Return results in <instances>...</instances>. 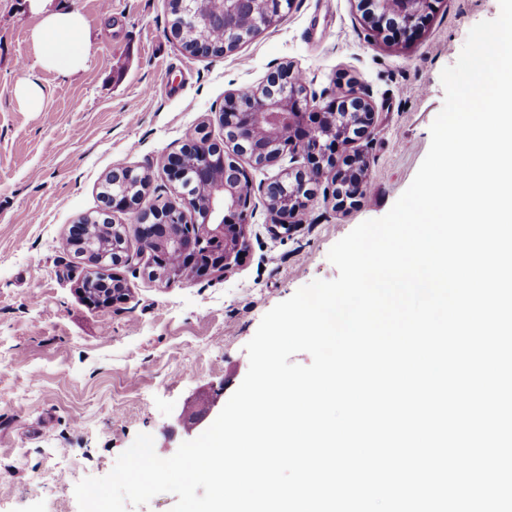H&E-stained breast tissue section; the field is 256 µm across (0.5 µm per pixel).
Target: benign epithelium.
<instances>
[{"label":"benign epithelium","instance_id":"1","mask_svg":"<svg viewBox=\"0 0 512 512\" xmlns=\"http://www.w3.org/2000/svg\"><path fill=\"white\" fill-rule=\"evenodd\" d=\"M438 0H357V8L370 29L379 34L385 30L383 22L392 18L396 22L395 33L411 37L418 33L433 12ZM197 13L216 26L224 28V51L233 50L239 41L233 39L240 20L264 5L266 18L274 23L282 16L286 0H191ZM293 70L276 72L268 76L266 83L246 96L231 92L225 96L224 111L218 121L224 130V147H215L205 138L188 140L182 148L166 156L164 169L175 187L179 202L160 211L142 208L143 195L135 197L127 193H112L106 202V211L118 210L133 216L134 222L142 225L155 220L166 226L161 237L163 249L188 256V261L200 266L202 277L214 272L226 271L239 261V254L247 248V226L251 217L249 180L239 167L237 159L248 156L258 167L279 162L285 158L294 160L299 153L306 154L311 166L305 171L292 172L288 167L280 177L266 187L268 209L274 216L273 223L288 227L298 214L305 210L312 190L309 185L332 176L336 184V197L341 204L355 203L363 193L365 183L362 172L366 167L364 157L353 161V168H336V160L330 154V146L349 144L372 126L375 108L372 103L352 93L343 103H353L355 109L338 108L330 102L321 112H310L307 89L299 86ZM295 132V136L284 143L275 140L283 127ZM199 155L208 160L221 157L224 162V178L216 181L204 205H199L188 193L191 176L208 177V170L189 161L190 155ZM114 182L123 181L135 186L145 182V175L131 167L113 170ZM195 211L194 231L184 237L172 230L180 223L185 210ZM79 247L87 256L88 266L80 288L85 298L93 304H108L125 296V285L117 275H112L113 287L97 288L105 283V271L118 266L126 258V247H104L99 251L85 240ZM148 275L166 282H182L180 273L165 268L163 255L152 252L148 262ZM218 404L213 398L198 408L188 406L181 414L190 425L201 423Z\"/></svg>","mask_w":512,"mask_h":512}]
</instances>
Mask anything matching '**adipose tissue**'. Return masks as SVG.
<instances>
[{
  "label": "adipose tissue",
  "mask_w": 512,
  "mask_h": 512,
  "mask_svg": "<svg viewBox=\"0 0 512 512\" xmlns=\"http://www.w3.org/2000/svg\"><path fill=\"white\" fill-rule=\"evenodd\" d=\"M29 7L42 15L32 33L39 49L38 64L62 75L77 71L89 53L88 43L79 38L82 17L60 0H29Z\"/></svg>",
  "instance_id": "1"
}]
</instances>
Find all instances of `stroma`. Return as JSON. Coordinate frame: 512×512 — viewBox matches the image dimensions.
Returning a JSON list of instances; mask_svg holds the SVG:
<instances>
[{"label": "stroma", "instance_id": "obj_1", "mask_svg": "<svg viewBox=\"0 0 512 512\" xmlns=\"http://www.w3.org/2000/svg\"><path fill=\"white\" fill-rule=\"evenodd\" d=\"M84 21L86 65L63 76L37 67L31 38L41 21L26 0H0V492L6 512H79L75 485L102 477L137 434L158 456L195 439L179 416L188 402L228 400L244 379L246 344L264 314L313 280H332L330 248L358 224L384 216L408 188L443 107V68L471 28L499 14L498 0H441L411 41L375 34L354 0H293L291 8L236 50L187 53L170 31L169 0H67ZM289 67L309 95L368 96L369 133L338 149L362 154L367 191L337 204L330 179L314 185L306 211L276 227L265 197L274 163L239 165L253 215L242 261L223 273L171 285L150 278L137 225L117 213L127 260L118 272L128 294L93 306L78 286L87 264L63 247L72 224L99 213L100 184L132 166L149 179L144 206L173 200L163 170L198 130L222 142L218 114L233 91L260 88ZM34 72L40 111L17 96ZM423 88L420 96L410 95Z\"/></svg>", "mask_w": 512, "mask_h": 512}]
</instances>
